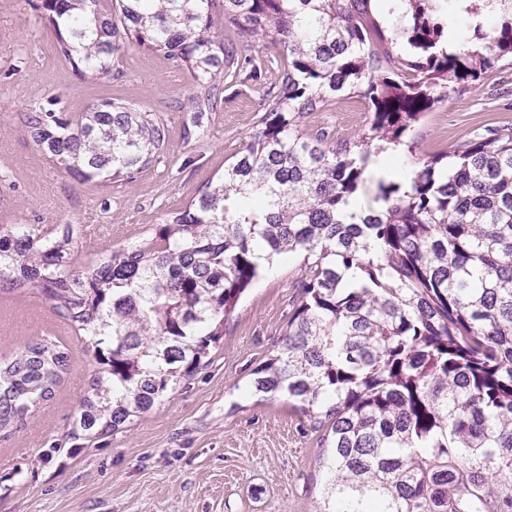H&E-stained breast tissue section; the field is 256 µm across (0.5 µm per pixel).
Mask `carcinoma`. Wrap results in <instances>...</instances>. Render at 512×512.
I'll use <instances>...</instances> for the list:
<instances>
[{
	"label": "carcinoma",
	"instance_id": "cac0c4a2",
	"mask_svg": "<svg viewBox=\"0 0 512 512\" xmlns=\"http://www.w3.org/2000/svg\"><path fill=\"white\" fill-rule=\"evenodd\" d=\"M42 0L58 57L96 84L126 40L190 73L189 140L266 37L282 49L272 104L222 181L144 241L72 266L73 228L0 224V288L40 295L99 365L80 401L88 440L149 412L209 361L245 291L276 256H303L281 345L251 389L284 395L320 433L316 512H512V132L368 184L382 152L448 95L507 67L500 25L448 44L457 0H387L408 49L393 52L372 0ZM368 103L355 137L328 145L305 114L339 95ZM32 142L81 183L147 168L163 124L123 103L38 106ZM376 206H353L364 193ZM72 354L46 336L0 361V436L52 399Z\"/></svg>",
	"mask_w": 512,
	"mask_h": 512
}]
</instances>
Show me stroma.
I'll use <instances>...</instances> for the list:
<instances>
[{
    "label": "stroma",
    "instance_id": "1",
    "mask_svg": "<svg viewBox=\"0 0 512 512\" xmlns=\"http://www.w3.org/2000/svg\"><path fill=\"white\" fill-rule=\"evenodd\" d=\"M55 44L41 0H0V224L72 225L77 268L151 235L223 176L253 131L281 60L271 41H261L260 78L225 84L223 106L210 113L199 140L187 141L182 127L196 93L187 71L127 42L112 56L111 76L91 87ZM50 97L68 113L102 99L131 105L163 122L166 148L131 179L78 183L21 126L22 115ZM368 118L363 101L341 95L303 125L337 142ZM510 129L512 70L449 91L417 127L414 152L396 160L412 168ZM300 265L281 261L250 287L207 367L126 428L90 441L72 433L98 365L79 336L67 334V379L23 429L0 439V512H315L323 486L316 435L286 398L250 390L252 369L288 321ZM56 320L41 296L1 290L0 360L53 335Z\"/></svg>",
    "mask_w": 512,
    "mask_h": 512
}]
</instances>
